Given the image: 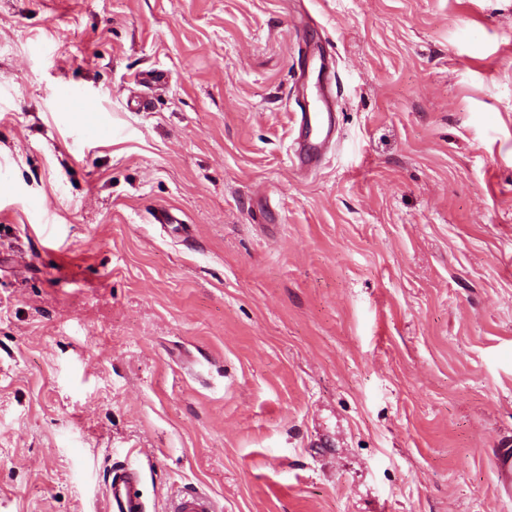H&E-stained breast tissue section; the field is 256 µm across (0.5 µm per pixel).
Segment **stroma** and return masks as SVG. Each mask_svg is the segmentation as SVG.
<instances>
[{"label": "stroma", "mask_w": 512, "mask_h": 512, "mask_svg": "<svg viewBox=\"0 0 512 512\" xmlns=\"http://www.w3.org/2000/svg\"><path fill=\"white\" fill-rule=\"evenodd\" d=\"M505 448L512 0H0V512H512ZM299 112L300 125L305 130L308 138H320L316 143H297L296 159L302 166L311 165L316 161L321 151L331 136L335 127L336 113L334 112H310L300 105ZM139 480L140 472L134 468L112 475L107 487L108 512H149L135 488ZM213 499L200 492H187L180 495L172 504L173 512H215Z\"/></svg>", "instance_id": "35a3bbf8"}]
</instances>
